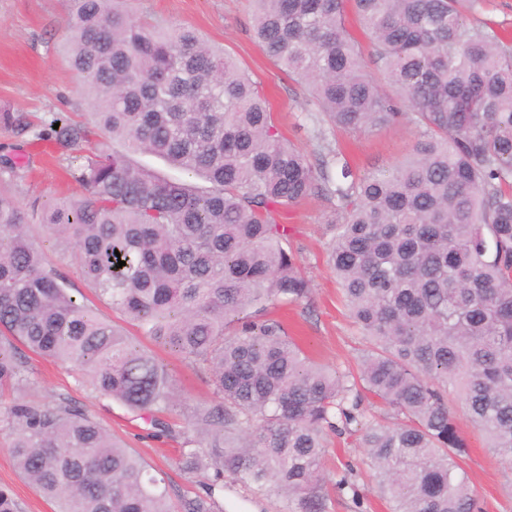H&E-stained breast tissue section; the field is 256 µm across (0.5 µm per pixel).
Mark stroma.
<instances>
[{"label":"stroma","instance_id":"35a3bbf8","mask_svg":"<svg viewBox=\"0 0 512 512\" xmlns=\"http://www.w3.org/2000/svg\"><path fill=\"white\" fill-rule=\"evenodd\" d=\"M125 7L136 17L147 15L170 26L194 27L206 41L231 53L268 97L284 138L305 151H313L314 143L303 121L306 93L253 40L251 0H127ZM68 11L69 0H0L1 110L23 112L35 120L49 119L56 112H87L85 96L63 52ZM416 138L413 128L398 123L343 134L339 141L359 174L366 175L390 169L403 160ZM12 152L17 153L26 172L23 196L64 198L80 193L79 184L70 174L79 162L78 153H64L53 144L33 139L21 146L8 130L0 128V156ZM330 211L322 197L313 196L284 213L283 221L293 230L313 290L308 300L288 307L276 304L269 312L283 321L289 335L316 361L342 371L356 366L359 353L356 330L340 303L336 278L325 259ZM158 355L188 405L210 399L206 375L193 370L172 351L162 349ZM32 365L39 400L48 402L63 395L84 407L163 475L171 501H179L183 493L193 490V483L179 466L188 428L185 412L178 410L168 415L169 429L162 432L148 415L133 412L115 400L94 396L82 383L77 367L52 364L37 357ZM457 424L468 443L464 469L483 512H512V469L486 448L479 431L465 417H458ZM350 468L359 475L363 504L355 506L350 492H335L331 495L330 512H390L368 481L364 452L355 437H329L323 463L326 481L335 482ZM0 486L13 491L20 512L56 510L54 503L21 477L1 434ZM215 498L224 512H279L281 507L276 499L238 486L216 491Z\"/></svg>","mask_w":512,"mask_h":512}]
</instances>
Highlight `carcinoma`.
I'll use <instances>...</instances> for the list:
<instances>
[{
	"mask_svg": "<svg viewBox=\"0 0 512 512\" xmlns=\"http://www.w3.org/2000/svg\"><path fill=\"white\" fill-rule=\"evenodd\" d=\"M120 2L70 0L66 59L105 136L72 172L85 193L23 202V167H0V430L20 475L58 512H221L227 478L283 512H329L326 432L356 425L392 512H482L448 394L512 469V40L467 22L484 0H253L255 40L310 97L314 161L229 52ZM399 122L418 133L413 154L356 173L337 135ZM0 126L34 129L18 112ZM91 134L62 114L37 137L69 151ZM312 195L331 206L326 257L358 333L355 373L313 361L264 317L311 295L279 217ZM62 262L112 317L73 297ZM142 337L212 387L181 458L204 493L178 508L68 398L3 400L37 386L29 351L80 367L95 396L166 431L156 415L185 401Z\"/></svg>",
	"mask_w": 512,
	"mask_h": 512,
	"instance_id": "obj_1",
	"label": "carcinoma"
}]
</instances>
